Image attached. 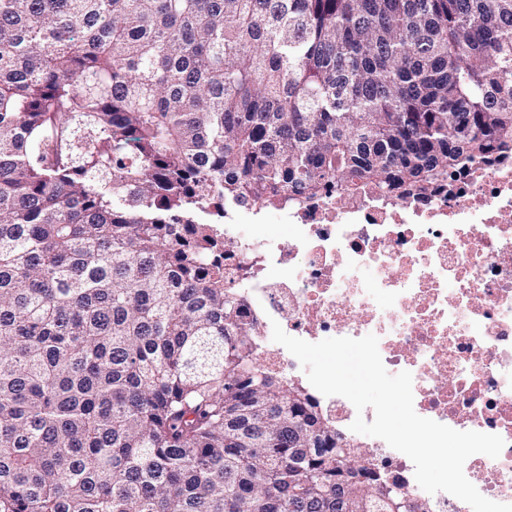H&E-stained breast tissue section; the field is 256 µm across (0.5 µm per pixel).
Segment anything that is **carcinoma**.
Here are the masks:
<instances>
[{
    "mask_svg": "<svg viewBox=\"0 0 512 512\" xmlns=\"http://www.w3.org/2000/svg\"><path fill=\"white\" fill-rule=\"evenodd\" d=\"M506 159L512 0H0V512H391L260 365L224 204Z\"/></svg>",
    "mask_w": 512,
    "mask_h": 512,
    "instance_id": "obj_1",
    "label": "carcinoma"
}]
</instances>
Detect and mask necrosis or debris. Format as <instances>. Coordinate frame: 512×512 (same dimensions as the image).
<instances>
[{"label": "necrosis or debris", "instance_id": "necrosis-or-debris-1", "mask_svg": "<svg viewBox=\"0 0 512 512\" xmlns=\"http://www.w3.org/2000/svg\"><path fill=\"white\" fill-rule=\"evenodd\" d=\"M243 212H224L236 243L224 279L267 340L262 364L284 377L299 367L272 342L276 323L309 342L376 335L387 371L411 372L417 414L504 439L498 458L473 455L464 473L512 504V160L474 163L420 198L327 195L279 211L284 236L258 234ZM367 455L430 512H463L421 489L411 460L382 439Z\"/></svg>", "mask_w": 512, "mask_h": 512}]
</instances>
